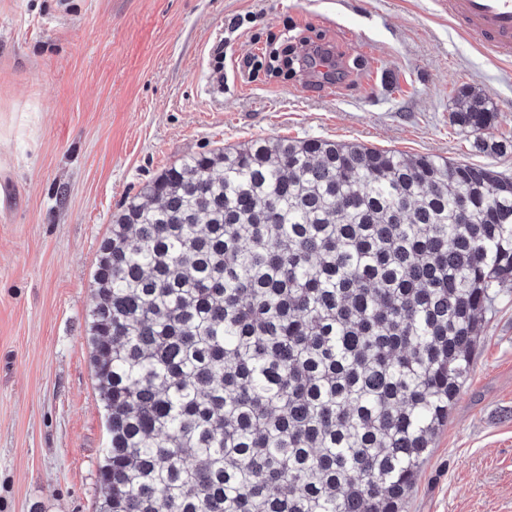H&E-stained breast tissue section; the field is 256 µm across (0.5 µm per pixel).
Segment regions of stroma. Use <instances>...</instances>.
Wrapping results in <instances>:
<instances>
[{
    "label": "stroma",
    "mask_w": 512,
    "mask_h": 512,
    "mask_svg": "<svg viewBox=\"0 0 512 512\" xmlns=\"http://www.w3.org/2000/svg\"><path fill=\"white\" fill-rule=\"evenodd\" d=\"M464 88L492 97L489 135L512 140V62L442 0H0V512H96L93 276L146 182L276 136L512 175V155L452 122ZM404 510L512 512V281Z\"/></svg>",
    "instance_id": "35a3bbf8"
}]
</instances>
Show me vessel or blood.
Segmentation results:
<instances>
[{"instance_id":"vessel-or-blood-1","label":"vessel or blood","mask_w":512,"mask_h":512,"mask_svg":"<svg viewBox=\"0 0 512 512\" xmlns=\"http://www.w3.org/2000/svg\"><path fill=\"white\" fill-rule=\"evenodd\" d=\"M448 16L485 53L512 59V0H448Z\"/></svg>"}]
</instances>
